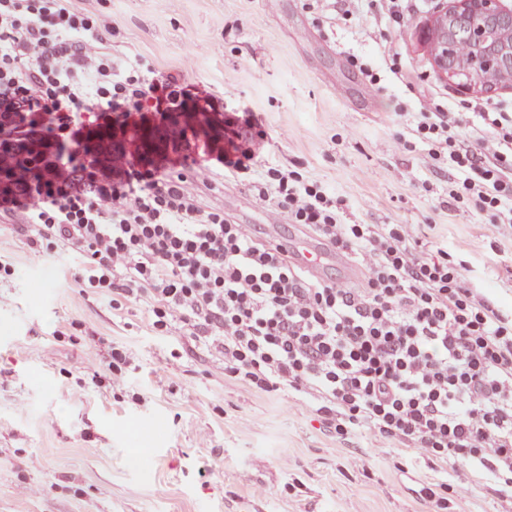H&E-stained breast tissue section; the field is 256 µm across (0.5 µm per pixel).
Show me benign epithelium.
<instances>
[{
    "label": "benign epithelium",
    "mask_w": 512,
    "mask_h": 512,
    "mask_svg": "<svg viewBox=\"0 0 512 512\" xmlns=\"http://www.w3.org/2000/svg\"><path fill=\"white\" fill-rule=\"evenodd\" d=\"M465 38L470 53L457 51ZM431 60L461 91L512 85V10L500 0H448L428 28Z\"/></svg>",
    "instance_id": "1"
}]
</instances>
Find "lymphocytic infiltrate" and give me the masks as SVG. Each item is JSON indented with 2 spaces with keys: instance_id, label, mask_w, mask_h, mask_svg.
<instances>
[{
  "instance_id": "1",
  "label": "lymphocytic infiltrate",
  "mask_w": 512,
  "mask_h": 512,
  "mask_svg": "<svg viewBox=\"0 0 512 512\" xmlns=\"http://www.w3.org/2000/svg\"><path fill=\"white\" fill-rule=\"evenodd\" d=\"M112 33L64 0H0V223L36 251L77 254L80 287L146 304L157 331L190 336L225 377L306 404L338 440L436 466L417 491L435 512L476 480L512 499V308L464 282L414 225L342 223L334 196L288 171L267 169L250 192L360 265V285L311 276L205 203L180 160L128 161L119 144L83 152L148 114L219 106L115 57ZM490 127L464 178L482 201L503 190L492 166L512 145V113ZM264 136L253 112L232 109L215 157L225 178L254 165Z\"/></svg>"
}]
</instances>
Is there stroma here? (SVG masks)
<instances>
[{"label":"stroma","mask_w":512,"mask_h":512,"mask_svg":"<svg viewBox=\"0 0 512 512\" xmlns=\"http://www.w3.org/2000/svg\"><path fill=\"white\" fill-rule=\"evenodd\" d=\"M113 22L115 56L230 94L266 132L262 164L336 196L346 224H415L462 275L512 305V228L477 204L457 163L418 130V112L463 119L473 150L485 115L512 89L462 92L444 81L421 34L444 0L405 27L359 24L345 0H67ZM335 15V27L325 16ZM207 199L265 228L261 203L205 172ZM0 512H428L415 460L373 455L320 431L288 396L225 379L188 337L155 335L142 305L83 292L77 258L29 249L0 227ZM138 354L112 389L111 345ZM25 485L42 494L24 497ZM269 486L272 496L258 495Z\"/></svg>","instance_id":"obj_1"}]
</instances>
